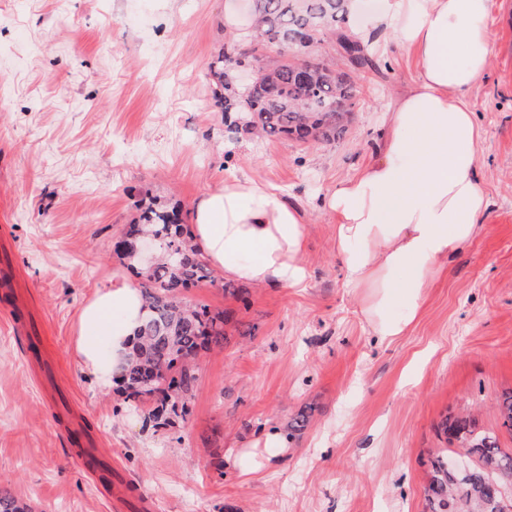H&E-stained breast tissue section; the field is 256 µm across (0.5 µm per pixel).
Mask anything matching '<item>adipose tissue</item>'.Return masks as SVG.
Wrapping results in <instances>:
<instances>
[{"instance_id": "obj_1", "label": "adipose tissue", "mask_w": 512, "mask_h": 512, "mask_svg": "<svg viewBox=\"0 0 512 512\" xmlns=\"http://www.w3.org/2000/svg\"><path fill=\"white\" fill-rule=\"evenodd\" d=\"M492 0H380L364 43L392 34L417 60L384 118L375 160L323 200L349 287L366 288L374 336L393 341L417 317L430 280L482 230L488 200L477 176L481 129L467 101L489 65ZM197 250L225 277L301 287L302 214L274 187L233 179L192 211ZM142 294L113 274L82 308L76 353L98 384L119 382L144 312Z\"/></svg>"}]
</instances>
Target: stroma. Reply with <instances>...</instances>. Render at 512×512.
I'll use <instances>...</instances> for the list:
<instances>
[{
    "mask_svg": "<svg viewBox=\"0 0 512 512\" xmlns=\"http://www.w3.org/2000/svg\"><path fill=\"white\" fill-rule=\"evenodd\" d=\"M487 26L489 68L469 96L483 231L383 342L321 201L374 159L417 67L410 51L374 49L346 134L314 147L227 131L207 77L224 0H0V487L30 512H423L445 415L512 450L498 410L512 390V0H494ZM234 178L275 184L301 211L307 279L233 296L219 273L184 290L229 315L228 340L196 360L185 416L156 428L154 401L133 405L85 373L78 317L113 273L130 274L113 244L138 201L188 214ZM302 411L306 429L267 459L262 434ZM85 448L111 480L85 470ZM239 452L260 469L240 475Z\"/></svg>",
    "mask_w": 512,
    "mask_h": 512,
    "instance_id": "stroma-1",
    "label": "stroma"
}]
</instances>
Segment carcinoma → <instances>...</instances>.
I'll return each instance as SVG.
<instances>
[{
    "label": "carcinoma",
    "instance_id": "carcinoma-1",
    "mask_svg": "<svg viewBox=\"0 0 512 512\" xmlns=\"http://www.w3.org/2000/svg\"><path fill=\"white\" fill-rule=\"evenodd\" d=\"M254 30L244 35L274 50L262 72L244 88L224 67L226 52L237 48L232 39L213 55L208 71L215 106L224 112L229 130L255 137H286L303 144L331 145L343 137L357 103L358 88L351 73L375 67L367 46L348 33L347 0H251ZM299 33L314 41L336 39L345 72L335 61L314 59L306 73L281 56L295 46ZM138 219L116 243V252L133 258L125 244L149 234L160 240L159 255L149 265L136 266L142 278L145 316L132 352L120 366L126 398L133 403L159 397L152 412L168 423L196 380L188 361L202 351L224 345L227 318L206 306H190L181 291L214 282L212 271L191 245L182 212L155 199L138 204ZM502 425L512 430V391L499 402ZM443 434L452 448L427 460L424 500L431 512H512V450L501 447L497 434L481 430L468 416H449ZM452 455L469 466L448 470ZM0 512H27L10 491L0 487Z\"/></svg>",
    "mask_w": 512,
    "mask_h": 512
}]
</instances>
